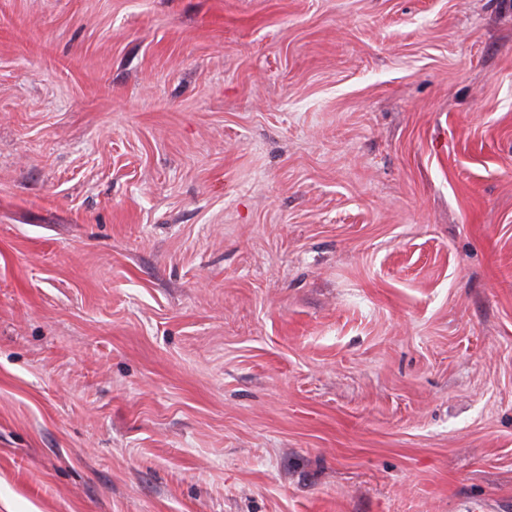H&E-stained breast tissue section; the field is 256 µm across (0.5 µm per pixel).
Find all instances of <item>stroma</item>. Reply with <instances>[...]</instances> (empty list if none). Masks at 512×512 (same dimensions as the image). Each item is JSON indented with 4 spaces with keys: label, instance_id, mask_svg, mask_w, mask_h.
Returning a JSON list of instances; mask_svg holds the SVG:
<instances>
[{
    "label": "stroma",
    "instance_id": "obj_1",
    "mask_svg": "<svg viewBox=\"0 0 512 512\" xmlns=\"http://www.w3.org/2000/svg\"><path fill=\"white\" fill-rule=\"evenodd\" d=\"M0 512H512V0H0Z\"/></svg>",
    "mask_w": 512,
    "mask_h": 512
}]
</instances>
